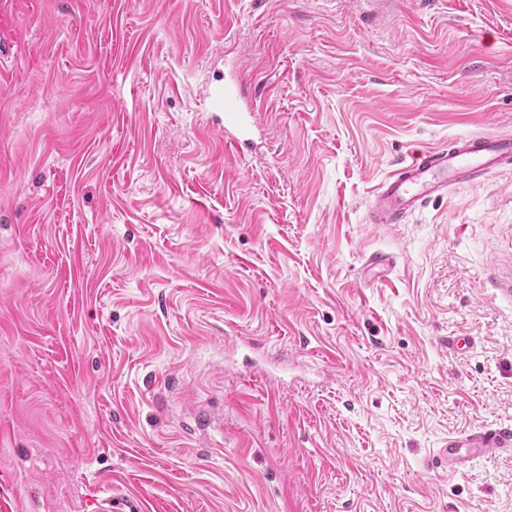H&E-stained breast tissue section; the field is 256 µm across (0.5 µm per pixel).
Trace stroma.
Here are the masks:
<instances>
[{"mask_svg":"<svg viewBox=\"0 0 512 512\" xmlns=\"http://www.w3.org/2000/svg\"><path fill=\"white\" fill-rule=\"evenodd\" d=\"M231 70L263 124L244 157L210 124ZM500 133L512 0H11L0 495L512 512V455L425 467L512 430V167L368 211L400 163ZM491 453H512V432L509 429L485 430L469 434L450 435L427 464L429 470L455 472L473 460Z\"/></svg>","mask_w":512,"mask_h":512,"instance_id":"obj_1","label":"stroma"}]
</instances>
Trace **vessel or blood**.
<instances>
[{
	"label": "vessel or blood",
	"instance_id": "b4317fda",
	"mask_svg": "<svg viewBox=\"0 0 512 512\" xmlns=\"http://www.w3.org/2000/svg\"><path fill=\"white\" fill-rule=\"evenodd\" d=\"M213 125L238 155L255 147L259 108L251 91L230 78L209 93ZM512 164V136H471L425 151L403 164L373 192L370 215L377 224H399L431 198L454 184L472 181ZM491 453H512V431L485 430L449 436L431 461V469L455 472Z\"/></svg>",
	"mask_w": 512,
	"mask_h": 512
}]
</instances>
